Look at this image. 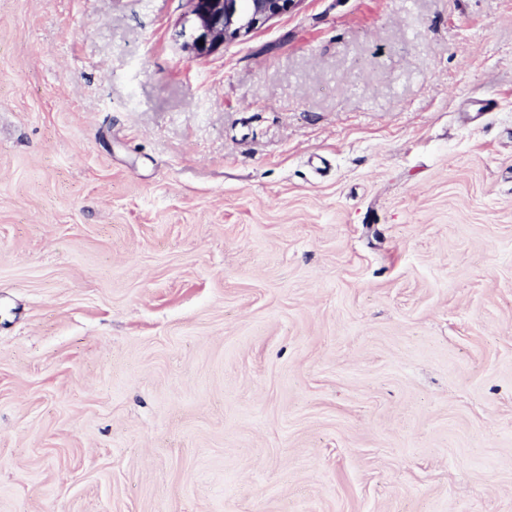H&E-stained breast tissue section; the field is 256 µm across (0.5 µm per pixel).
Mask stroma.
<instances>
[{"label":"stroma","instance_id":"1","mask_svg":"<svg viewBox=\"0 0 512 512\" xmlns=\"http://www.w3.org/2000/svg\"><path fill=\"white\" fill-rule=\"evenodd\" d=\"M189 11L0 0V512H512V0ZM190 2V17L181 35L198 55H208L223 46L225 40L237 39L287 13L298 0H250L246 10H241L236 0ZM199 40L204 41L203 46H199Z\"/></svg>","mask_w":512,"mask_h":512}]
</instances>
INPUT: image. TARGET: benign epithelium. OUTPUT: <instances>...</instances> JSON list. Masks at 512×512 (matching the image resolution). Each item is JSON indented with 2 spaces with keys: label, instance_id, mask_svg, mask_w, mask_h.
I'll return each instance as SVG.
<instances>
[{
  "label": "benign epithelium",
  "instance_id": "benign-epithelium-1",
  "mask_svg": "<svg viewBox=\"0 0 512 512\" xmlns=\"http://www.w3.org/2000/svg\"><path fill=\"white\" fill-rule=\"evenodd\" d=\"M192 9L181 35L199 55L216 52L224 41L237 39L287 13L298 0H249L247 9L238 0H190ZM204 45H199V41Z\"/></svg>",
  "mask_w": 512,
  "mask_h": 512
}]
</instances>
